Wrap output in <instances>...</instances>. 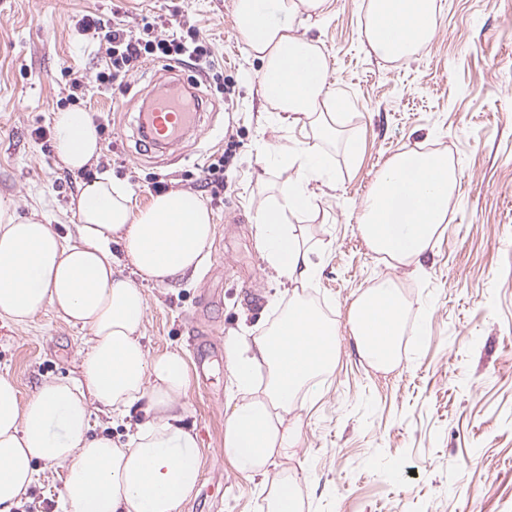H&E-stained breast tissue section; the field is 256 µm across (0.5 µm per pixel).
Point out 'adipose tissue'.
<instances>
[{"label":"adipose tissue","mask_w":512,"mask_h":512,"mask_svg":"<svg viewBox=\"0 0 512 512\" xmlns=\"http://www.w3.org/2000/svg\"><path fill=\"white\" fill-rule=\"evenodd\" d=\"M262 0H235L236 25L262 70V97L303 136L275 146L270 159L288 178L272 202L259 207L257 238L281 282L303 287L319 265L293 218L311 211L317 188L335 189L322 142L344 136L356 157L345 116L335 113L326 59L305 36L275 23ZM436 0H368L364 37L375 55L402 58L426 50L437 28ZM56 156L69 171L96 162L101 146L88 113L54 115ZM456 185L446 155L401 151L376 176L361 206L359 230L377 254L422 265ZM76 238L52 225L19 218L0 199V319L23 327L44 310L89 334L77 355V380H45L29 399L0 376V512H12L37 480V462L65 472L62 500L69 512H177L200 478L198 437L186 423L187 363L180 352L150 354L142 330L148 302L143 283L166 285L197 274L216 233L197 193L173 190L134 211L127 188L104 175L72 201ZM129 264L132 277L119 272ZM406 302L391 284L363 291L348 324L358 354L373 368L399 362ZM339 353L334 321L300 299L265 334L230 335L225 354L230 387L224 411V455L239 471L264 478L270 512H299L298 481L307 472L270 476L293 457L300 424L293 413L316 395ZM143 410L124 445L90 436L92 414L121 420Z\"/></svg>","instance_id":"obj_1"}]
</instances>
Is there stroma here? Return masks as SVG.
Masks as SVG:
<instances>
[{
    "mask_svg": "<svg viewBox=\"0 0 512 512\" xmlns=\"http://www.w3.org/2000/svg\"><path fill=\"white\" fill-rule=\"evenodd\" d=\"M235 0H0V196L19 216L75 235L72 198L101 172L124 182L133 208L148 206L156 183L200 194L213 212L210 256L192 278L148 284L143 344L180 351L190 370L187 422L198 434L200 479L178 512H267L258 479L224 456L229 389L225 355L202 383L192 327L259 334L291 295L266 266L256 224L260 203L287 178L268 164L272 146L293 137L259 94L261 63L239 34ZM438 26L426 52L384 59L365 43L364 0H331L322 15L292 19L325 55L337 111L358 132V162L326 146L335 189L318 194L296 221L318 252L321 272L302 299L335 320L334 371L299 408L302 442L288 468L300 480L301 512H512V0H436ZM180 19L210 43L225 91L191 66L180 81L205 104L203 133L167 150L139 151L137 117L163 90L166 62L145 59L124 90L100 84L106 66L83 15L111 22ZM82 89L72 92L70 82ZM89 108L102 154L89 171L60 166L53 115ZM44 138H37L36 130ZM405 149L447 154L458 174L448 221L423 267L395 266L373 253L358 229L376 174ZM224 186H205L202 168L221 155ZM392 280L407 302L400 365L385 373L357 353L348 329L353 300ZM83 332L52 311L26 327L0 320V375L22 398L42 381L77 377ZM38 480L15 512H62L61 469L37 463Z\"/></svg>",
    "mask_w": 512,
    "mask_h": 512,
    "instance_id": "1",
    "label": "stroma"
}]
</instances>
